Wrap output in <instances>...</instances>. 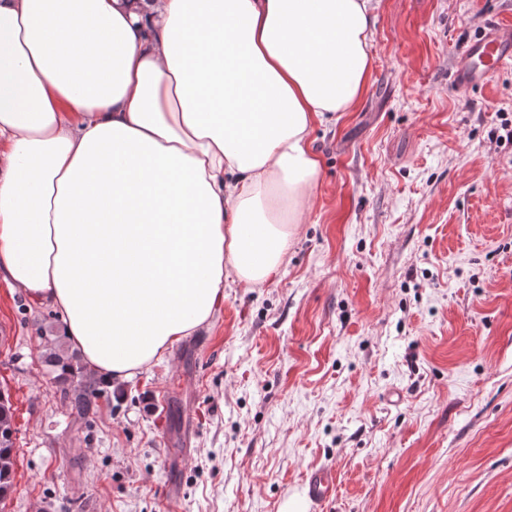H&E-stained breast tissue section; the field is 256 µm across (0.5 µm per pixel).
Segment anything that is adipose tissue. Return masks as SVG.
<instances>
[{
    "label": "adipose tissue",
    "mask_w": 512,
    "mask_h": 512,
    "mask_svg": "<svg viewBox=\"0 0 512 512\" xmlns=\"http://www.w3.org/2000/svg\"><path fill=\"white\" fill-rule=\"evenodd\" d=\"M371 0H0V276L104 379L279 272Z\"/></svg>",
    "instance_id": "obj_1"
}]
</instances>
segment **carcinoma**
Here are the masks:
<instances>
[{
	"label": "carcinoma",
	"mask_w": 512,
	"mask_h": 512,
	"mask_svg": "<svg viewBox=\"0 0 512 512\" xmlns=\"http://www.w3.org/2000/svg\"><path fill=\"white\" fill-rule=\"evenodd\" d=\"M44 363L55 374L71 412L89 422L90 417L97 413V400L101 396L98 379L87 372L78 354H70L58 345L46 349ZM15 433L10 395L0 390V501L6 497L13 483Z\"/></svg>",
	"instance_id": "obj_1"
}]
</instances>
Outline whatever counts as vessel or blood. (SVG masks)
Listing matches in <instances>:
<instances>
[{"label":"vessel or blood","instance_id":"vessel-or-blood-1","mask_svg":"<svg viewBox=\"0 0 512 512\" xmlns=\"http://www.w3.org/2000/svg\"><path fill=\"white\" fill-rule=\"evenodd\" d=\"M512 61V24L508 22L488 23L478 37L467 43L460 51L451 73L452 82L469 90L482 86L493 72ZM308 501L314 505L328 502L335 491L332 470L318 468L310 470L304 478Z\"/></svg>","mask_w":512,"mask_h":512}]
</instances>
